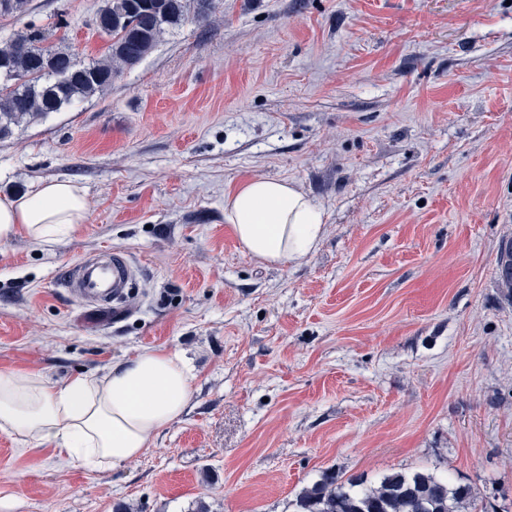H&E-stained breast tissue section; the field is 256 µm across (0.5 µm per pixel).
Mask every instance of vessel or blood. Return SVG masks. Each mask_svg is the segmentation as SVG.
I'll return each instance as SVG.
<instances>
[{"mask_svg":"<svg viewBox=\"0 0 512 512\" xmlns=\"http://www.w3.org/2000/svg\"><path fill=\"white\" fill-rule=\"evenodd\" d=\"M136 282L127 254L103 251L69 266L62 285L82 305L86 315L120 312Z\"/></svg>","mask_w":512,"mask_h":512,"instance_id":"1","label":"vessel or blood"}]
</instances>
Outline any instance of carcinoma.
<instances>
[{
	"instance_id": "carcinoma-1",
	"label": "carcinoma",
	"mask_w": 512,
	"mask_h": 512,
	"mask_svg": "<svg viewBox=\"0 0 512 512\" xmlns=\"http://www.w3.org/2000/svg\"><path fill=\"white\" fill-rule=\"evenodd\" d=\"M214 0H103L99 29L107 53L83 61L66 47H45V29L30 27L0 48V137L12 127L103 93L126 67L139 63L166 30L189 15L207 19ZM502 287L512 293V243L501 251ZM297 512H487L471 485L427 471L393 472L376 486L325 473L303 489Z\"/></svg>"
}]
</instances>
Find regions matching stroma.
<instances>
[{"instance_id": "1", "label": "stroma", "mask_w": 512, "mask_h": 512, "mask_svg": "<svg viewBox=\"0 0 512 512\" xmlns=\"http://www.w3.org/2000/svg\"><path fill=\"white\" fill-rule=\"evenodd\" d=\"M100 0L0 14L79 58ZM321 205L317 249L246 255L224 218L248 180ZM83 189L87 223L0 240V371L55 383L145 348L192 398L136 459L92 473L0 432V512H295L333 471L450 474L512 512V0H216L101 95L0 138V196ZM139 268L86 319L65 268Z\"/></svg>"}]
</instances>
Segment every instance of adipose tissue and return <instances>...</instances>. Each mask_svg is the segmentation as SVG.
Listing matches in <instances>:
<instances>
[{
  "label": "adipose tissue",
  "instance_id": "1",
  "mask_svg": "<svg viewBox=\"0 0 512 512\" xmlns=\"http://www.w3.org/2000/svg\"><path fill=\"white\" fill-rule=\"evenodd\" d=\"M224 218L249 256L281 265L315 250L325 212L287 181L256 177L228 198ZM87 220L84 193L69 182L0 198V240L22 231L51 244ZM190 399L184 359L153 349L112 364L104 376L60 385L32 371H0V432L54 443L86 469L101 471L141 455Z\"/></svg>",
  "mask_w": 512,
  "mask_h": 512
}]
</instances>
